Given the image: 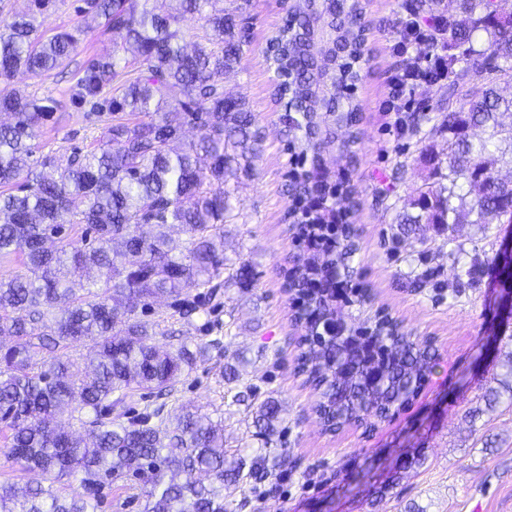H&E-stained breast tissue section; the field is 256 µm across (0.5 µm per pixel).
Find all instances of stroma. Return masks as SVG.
Returning <instances> with one entry per match:
<instances>
[{"label": "stroma", "mask_w": 512, "mask_h": 512, "mask_svg": "<svg viewBox=\"0 0 512 512\" xmlns=\"http://www.w3.org/2000/svg\"><path fill=\"white\" fill-rule=\"evenodd\" d=\"M408 2L363 0L368 51L355 93L361 107L356 155H346V133L336 126L322 145L331 175L346 176L359 192V204L348 221L359 230L354 282L369 297L342 307V314L363 322L377 310H387L411 335L431 338L437 349V365L418 399L371 428L323 433L312 411L316 394L294 372L301 330L292 321L294 303L284 293L283 282L285 269L301 250L284 221L288 200L283 184L290 156L283 149L282 111L272 99L263 58L268 39L286 16L288 0H253L251 45L240 68L223 78L225 92L246 99L265 134L254 176L226 185L234 221L224 227V256L232 270L250 264L253 286L223 287L200 297L199 312L177 322L175 336L160 334L155 342L192 350L208 344L204 360L183 375L176 399L223 421L224 448L230 453L249 458L261 445L247 427L244 406L232 401L237 386L224 381V365L235 352H244L248 359L241 372L254 388L255 401L270 396L283 401V433L270 451L287 455L288 464L261 485L248 479L228 489L229 506H241L242 512H409L413 506L422 512H512V400L502 399L491 411L479 409L483 387L493 374L505 373L512 356V319L501 317L498 281L486 275L457 290V266L446 256L423 261L409 245L399 256L388 252L394 214L384 210L378 197L388 188L397 160L406 162L401 197L415 193L424 169L418 147L397 132L394 113L382 109L399 63L394 48ZM76 5V0H54L43 24L50 34L78 32L79 48L69 76L38 82L20 73L12 79L15 87L59 101L38 141L61 160L98 142L100 124L87 120L84 110L70 103L67 89L84 61L109 50L113 39L102 32L99 21L79 16ZM511 235L512 224L494 225L488 238L477 225H458L454 236L464 249L459 266H469L475 257L493 262L501 240ZM414 269L433 271L446 289L438 293L406 288V276ZM215 338L220 346H212ZM475 408L480 411L476 417L471 414ZM417 448L424 453L423 464L385 499L376 500L374 485L387 481L405 453ZM256 486L262 491L258 498L252 495ZM245 498L250 501L246 507L241 504Z\"/></svg>", "instance_id": "obj_1"}]
</instances>
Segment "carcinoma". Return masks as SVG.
I'll return each instance as SVG.
<instances>
[{"label": "carcinoma", "instance_id": "carcinoma-1", "mask_svg": "<svg viewBox=\"0 0 512 512\" xmlns=\"http://www.w3.org/2000/svg\"><path fill=\"white\" fill-rule=\"evenodd\" d=\"M32 2L29 13L0 15V112L10 115L0 124V257L23 255L21 270L0 277V336L13 338L0 350V423L10 430L9 462L54 481L80 472L83 492L69 498L51 486L0 484V512H91L104 487L131 486L146 473L151 483L138 494L142 512H226L224 487L262 481L288 461L260 452L248 463L229 457L223 426L184 405L167 409L196 356L184 346L160 350L154 344L159 323L145 315L165 296L173 315L187 319L197 309L191 290L222 287L231 211L224 185L238 169L253 170L264 150L248 103L226 95L219 82L241 65L251 44L252 0H227L219 9L220 0H80L76 11L104 20L119 39L88 58L70 88L72 102L106 124L97 147L73 152L64 164L34 142L56 100L14 87L10 78L23 72L42 81L64 71L78 39L67 30L40 31L38 18L52 0ZM408 10L418 21L426 15L435 21L424 34L429 47L448 49V97L422 103L398 124L417 144L446 130L448 147L442 157L426 155L424 187L399 211L390 197L405 163H396L380 203L396 211L391 254L407 241L440 254L455 241L458 224H481L485 234L495 220L512 224V199L493 188L497 157L489 150L493 144L512 154V126L500 121L512 114V97L497 89L512 81V11H500L495 0H412ZM188 14L209 31L190 50L181 29ZM313 21L327 35L321 67L312 52ZM364 31L359 0H298L264 50L274 96L283 104L288 150L301 158L285 174L289 231L309 252L284 279L286 292L305 297V308L293 316L305 330L295 371L319 396L313 411L325 433L368 428L398 410L408 386H422L436 359L432 341L415 340L384 318L354 327L366 342L348 349L321 336L338 304L331 293L309 288L316 279H349L355 271L357 229L341 225L342 243L332 229L336 206L350 210L356 190L330 176L315 117L321 106L344 123V148L353 155L360 106L345 89L360 81ZM479 31L488 38L483 49ZM175 87L183 98L170 97ZM188 129L195 138L186 141ZM470 129L487 138H473ZM176 225L188 234L178 255L169 237ZM431 230L448 233V241L428 245ZM91 269L97 279L86 293H74L72 277ZM483 273L484 262L473 258L456 287ZM406 284L418 291L448 287L428 269L408 275ZM61 302V315L47 318ZM85 339L93 341L90 377L75 372L65 353ZM494 382L482 394L490 409L504 393L512 400V368ZM252 396L246 385L234 398L251 408L252 426L270 443L281 433L282 404L269 396L254 407ZM136 397L144 402L139 410ZM64 413L88 427L92 443L57 422ZM195 471L209 473L210 481L193 480Z\"/></svg>", "mask_w": 512, "mask_h": 512}]
</instances>
